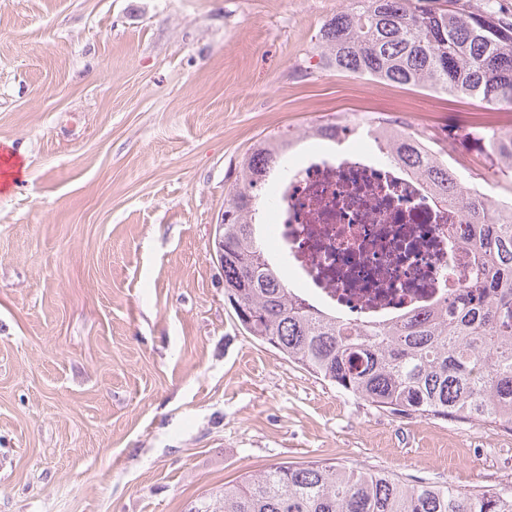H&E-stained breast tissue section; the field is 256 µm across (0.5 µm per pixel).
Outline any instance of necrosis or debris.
Instances as JSON below:
<instances>
[{
  "mask_svg": "<svg viewBox=\"0 0 512 512\" xmlns=\"http://www.w3.org/2000/svg\"><path fill=\"white\" fill-rule=\"evenodd\" d=\"M372 138L293 167L273 189L268 257L285 262L311 306L387 321L446 301L470 275L459 211Z\"/></svg>",
  "mask_w": 512,
  "mask_h": 512,
  "instance_id": "necrosis-or-debris-1",
  "label": "necrosis or debris"
}]
</instances>
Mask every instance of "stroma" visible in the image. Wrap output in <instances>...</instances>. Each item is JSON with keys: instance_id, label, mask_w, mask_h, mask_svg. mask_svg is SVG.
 <instances>
[{"instance_id": "1", "label": "stroma", "mask_w": 512, "mask_h": 512, "mask_svg": "<svg viewBox=\"0 0 512 512\" xmlns=\"http://www.w3.org/2000/svg\"><path fill=\"white\" fill-rule=\"evenodd\" d=\"M348 0H0V512H189L243 473L323 460L462 491L512 485V430L393 413L240 327L212 252L240 156L326 118L451 141L512 109L318 67Z\"/></svg>"}]
</instances>
